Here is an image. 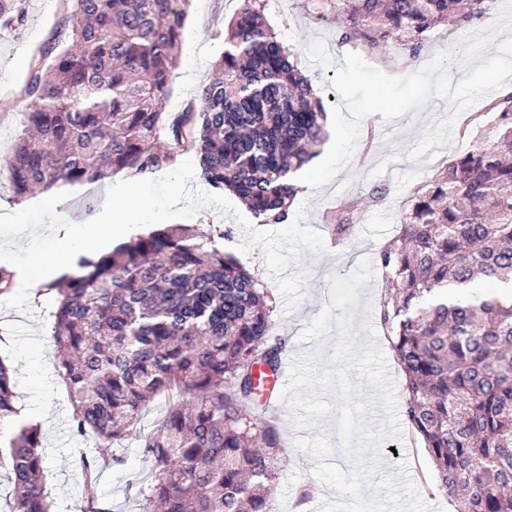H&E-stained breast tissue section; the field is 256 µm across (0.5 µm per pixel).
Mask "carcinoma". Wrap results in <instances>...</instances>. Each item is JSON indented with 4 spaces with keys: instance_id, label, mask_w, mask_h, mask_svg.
<instances>
[{
    "instance_id": "1",
    "label": "carcinoma",
    "mask_w": 512,
    "mask_h": 512,
    "mask_svg": "<svg viewBox=\"0 0 512 512\" xmlns=\"http://www.w3.org/2000/svg\"><path fill=\"white\" fill-rule=\"evenodd\" d=\"M190 0H65L68 47L28 64L31 101L9 159L17 197L142 176L196 152L201 176L247 206L259 224H286L294 175L325 137L322 100L292 52L242 0L200 105L163 122L168 79ZM492 0H312L336 17L339 43L373 55L390 46L418 57L438 23L463 27ZM26 0H0L15 30ZM476 146L452 154L416 186L399 232L375 262L395 283L378 320L398 361L406 423L437 468L455 512H512V92L488 101ZM351 201L325 218L338 241L356 231ZM472 297L448 296L474 279ZM52 337L71 403L70 428L92 448L72 456L80 512H114L100 493L112 444L137 429L147 405L168 408L142 440L150 478L130 483L139 512H271L285 457L276 423L261 414L253 369L277 371L287 344L272 334L273 300L257 275L190 225L150 230L109 252L79 257L59 283ZM0 359V468L8 512H50L40 426L21 422Z\"/></svg>"
}]
</instances>
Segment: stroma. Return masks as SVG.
<instances>
[{"mask_svg":"<svg viewBox=\"0 0 512 512\" xmlns=\"http://www.w3.org/2000/svg\"><path fill=\"white\" fill-rule=\"evenodd\" d=\"M306 2L269 0L265 14L278 38L297 57L300 69L317 94L331 106L341 101L331 80L337 68L344 64L345 50L338 45L335 24L319 21L309 14ZM241 5V0H192L183 30L185 39L170 74L166 118H174L188 105L198 104L200 88L209 81L213 63L224 51L228 22ZM63 17L60 0H27V20L23 26L0 31V203L15 211L28 205L27 200L15 196L8 165L30 108L23 94L28 63L31 55L43 50L49 39L66 43ZM478 32L489 35L484 57L495 56L498 44L512 36V0H495L489 14L455 33L438 27L425 53L431 57L455 53L468 35ZM451 110L449 99L434 97L422 108L389 122L378 114L365 117L363 126H375L377 131L371 152L366 154L354 149L349 164L333 181L298 195V203L307 207V225L319 230L323 227L324 214L346 207L353 197H366L376 186L390 190L384 203L365 206L356 213L357 231L342 246L328 245L320 252L303 251L301 258L290 266V273L303 278L300 300L293 310H286L285 299L266 269L261 247L246 253L239 251L245 232L232 214L206 207L193 216L192 221L199 228L223 231L220 245L225 252L237 256L242 264L254 270L263 286L272 292L273 331L289 337L283 366H291L295 359L308 355L320 368L330 367L339 341L338 329L330 328L317 341H302L301 335L328 306L332 278L350 276L363 258H374L395 234L397 214L410 192L441 166L448 155L470 149V140L461 134L462 121L449 118ZM445 122L450 125L448 141L432 148L420 159H412L410 152L425 133ZM109 186V181L105 180L74 187L72 197L58 204L56 211L69 221L86 222L101 211ZM387 288L382 276H373L360 288L359 305L351 312L350 322L357 345L371 342L384 354L394 382L395 401L400 404L405 396L402 371L377 320ZM53 303L51 294L34 290L29 296V313L0 307V359L13 370L17 407L24 410L32 405L36 408L32 418L42 428L47 462L45 484L52 512H75L81 486L79 473L71 463L70 450L78 441L70 429L68 393L58 376L59 355L53 344L49 316ZM265 412L279 428L287 458L272 492L274 512H324L325 506L337 500L338 495L318 479L314 473L315 457L298 449L296 440L301 436L329 438L333 446L329 462L349 469L348 457L337 447V412L316 418L303 431L294 426L291 410L281 396H274ZM112 451L123 457L124 464L103 470L101 493L112 502L116 512H135L134 503L127 498V485L149 474L140 440L130 436L114 444ZM378 454L381 474L404 471L431 512H453L447 496L437 486L435 466L423 441L410 430H403L401 438L384 442Z\"/></svg>","mask_w":512,"mask_h":512,"instance_id":"1","label":"stroma"}]
</instances>
